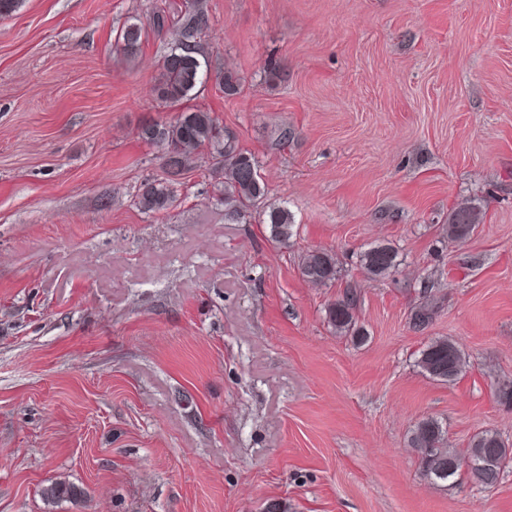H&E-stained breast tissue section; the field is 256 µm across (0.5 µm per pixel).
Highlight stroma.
Instances as JSON below:
<instances>
[{
  "label": "stroma",
  "instance_id": "obj_1",
  "mask_svg": "<svg viewBox=\"0 0 512 512\" xmlns=\"http://www.w3.org/2000/svg\"><path fill=\"white\" fill-rule=\"evenodd\" d=\"M179 0H22L0 18V512H512L495 486L432 482L409 444L426 417L449 447L512 444V0H200L199 54L241 78L212 112L287 206L282 245L228 224L208 163L171 210L140 185L169 120L165 43L117 32ZM471 203L476 232L449 240ZM388 243L386 278L361 269ZM335 254L315 286L301 256ZM359 295V342L328 305ZM433 303L423 329L413 310ZM466 358L419 368L431 339ZM61 479L77 502L46 503ZM145 26L140 21L127 23L121 30L116 41V52L126 59H134L141 50ZM480 213L468 205L458 206L448 215V238L462 239L470 236L480 224ZM361 269L373 278L389 276L397 265V252L391 244H376L359 256ZM299 272L301 277L309 283L327 285L336 280V257L327 250H310L301 257ZM466 359L456 345L447 339H433L420 352L418 365L429 378L444 383L454 382L463 372ZM85 490L66 480H52L41 490L42 498L48 503L77 501L84 498Z\"/></svg>",
  "mask_w": 512,
  "mask_h": 512
}]
</instances>
